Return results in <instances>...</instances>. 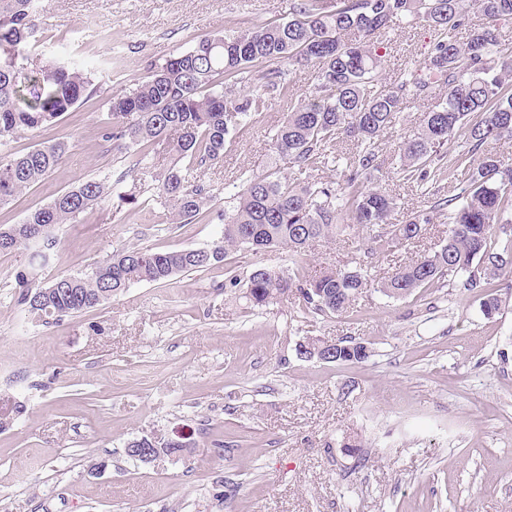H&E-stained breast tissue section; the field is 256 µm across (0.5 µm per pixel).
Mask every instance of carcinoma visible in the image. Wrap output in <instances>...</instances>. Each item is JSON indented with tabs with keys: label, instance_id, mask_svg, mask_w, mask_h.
I'll return each mask as SVG.
<instances>
[{
	"label": "carcinoma",
	"instance_id": "carcinoma-1",
	"mask_svg": "<svg viewBox=\"0 0 512 512\" xmlns=\"http://www.w3.org/2000/svg\"><path fill=\"white\" fill-rule=\"evenodd\" d=\"M475 11L485 23L470 22ZM43 0H0V142L49 128L74 111L100 87L95 71L79 60L30 61L27 46L38 32ZM512 21V0H296L291 17L234 34L198 40L171 55L147 80L110 96L102 139L129 150V165L113 176L98 174L57 194L19 224H0V253L22 251L27 266L16 273L14 303L34 323L48 324L91 309L135 283H166L190 271L224 264L229 249L253 251L286 247L305 254L317 239L333 238L353 225L372 231L367 256L385 255L421 236L439 216L448 224L447 242L431 254L378 278L372 262L318 275L300 269H254L245 298L253 308L293 296L307 308L341 314L358 294L375 288L401 300L417 289L449 277L460 287L486 288L512 271V162L482 147L490 139L512 140V41L499 24ZM427 26L436 33L430 54L415 69L381 85V45L394 27ZM313 69L315 95L294 101L286 72ZM258 85L237 91L247 75ZM444 90V103L424 119L415 138L398 146V174L430 194L427 185L462 171V192L441 198L400 224L388 223L396 200L367 185L382 172L380 146L410 102ZM288 102V112L271 136L272 171L240 179L236 205L224 211V233L208 248L152 252L127 248L84 272L35 283V266L45 267L59 244L56 232L87 209L112 196L137 202L136 188L120 191L127 179L156 183L166 224H190L210 216L213 189L202 170L224 158L230 129L252 121L272 101ZM467 149L439 161L459 131ZM354 142L344 154L337 144ZM164 146L173 153L163 173L151 171L147 157ZM69 152L65 141L37 145L20 155L0 156V205L48 177ZM330 165L336 180L315 172ZM298 168L303 179L285 168ZM349 217L350 223L340 220ZM327 363H358L370 352L354 341L335 350L307 336Z\"/></svg>",
	"mask_w": 512,
	"mask_h": 512
}]
</instances>
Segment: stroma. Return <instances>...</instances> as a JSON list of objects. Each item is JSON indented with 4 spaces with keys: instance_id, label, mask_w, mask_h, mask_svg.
Here are the masks:
<instances>
[{
    "instance_id": "1",
    "label": "stroma",
    "mask_w": 512,
    "mask_h": 512,
    "mask_svg": "<svg viewBox=\"0 0 512 512\" xmlns=\"http://www.w3.org/2000/svg\"><path fill=\"white\" fill-rule=\"evenodd\" d=\"M293 0H45L32 61L58 50L112 68L100 91L54 127L0 146L20 154L49 140L70 150L43 182L0 207L17 224L102 171L120 173L125 150L103 142L112 92L145 80L200 38L287 20ZM434 33L397 27L385 77L419 65ZM443 94L401 112L381 145V181L398 224L435 198L460 193L463 178L422 194L392 168L399 143L422 127ZM284 108L233 128L224 158L204 173L219 193L209 219L163 224L152 182L134 204L106 200L59 230L42 281L90 268L126 248H204L222 234L234 200L224 184L261 175ZM441 221L420 239L374 260L377 275L438 249ZM370 243L350 230L318 241L303 265H355ZM285 249L232 250L219 268L172 281L136 283L102 305L33 325L10 303L21 252L0 254V512H512V274L495 282L501 309L486 316L481 291L444 280L403 300L374 290L343 314L303 308L294 298L250 308L258 267L285 269ZM306 336L366 343L359 363L300 358ZM181 429L187 450L143 463L135 438ZM357 438L358 451L347 439Z\"/></svg>"
}]
</instances>
